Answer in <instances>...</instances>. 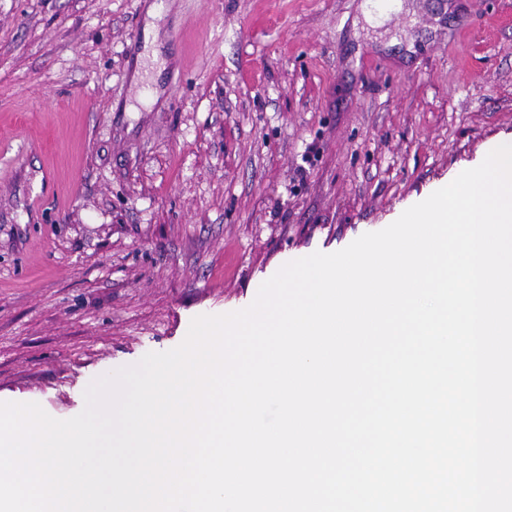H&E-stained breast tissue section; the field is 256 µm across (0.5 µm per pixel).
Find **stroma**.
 Listing matches in <instances>:
<instances>
[{
  "label": "stroma",
  "instance_id": "1",
  "mask_svg": "<svg viewBox=\"0 0 512 512\" xmlns=\"http://www.w3.org/2000/svg\"><path fill=\"white\" fill-rule=\"evenodd\" d=\"M152 2L0 0V402L71 417L512 138V0H170L143 65Z\"/></svg>",
  "mask_w": 512,
  "mask_h": 512
}]
</instances>
